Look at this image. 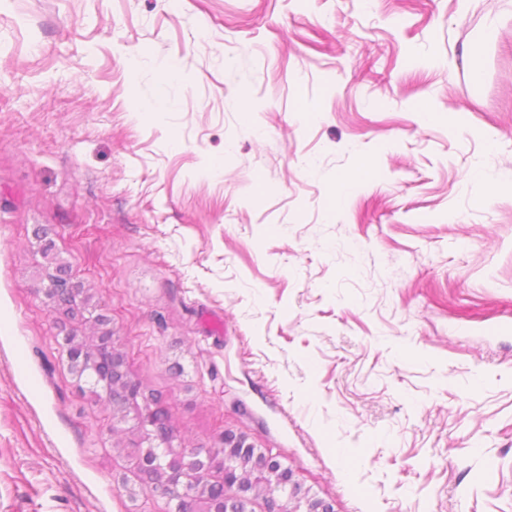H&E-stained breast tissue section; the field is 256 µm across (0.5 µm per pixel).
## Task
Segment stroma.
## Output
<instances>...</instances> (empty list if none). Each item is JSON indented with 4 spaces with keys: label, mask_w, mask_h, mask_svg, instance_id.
Instances as JSON below:
<instances>
[{
    "label": "stroma",
    "mask_w": 512,
    "mask_h": 512,
    "mask_svg": "<svg viewBox=\"0 0 512 512\" xmlns=\"http://www.w3.org/2000/svg\"><path fill=\"white\" fill-rule=\"evenodd\" d=\"M510 173L512 0H0V512H171L70 371L106 329L174 447L512 512ZM177 76L175 64H168L160 67L155 72L156 97L152 105L148 106L143 112L161 111L167 104L168 87Z\"/></svg>",
    "instance_id": "1"
}]
</instances>
